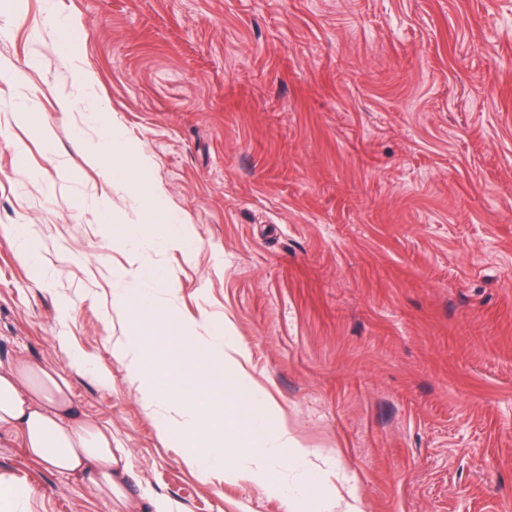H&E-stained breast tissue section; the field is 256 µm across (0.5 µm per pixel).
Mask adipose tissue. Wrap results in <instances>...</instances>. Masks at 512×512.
Segmentation results:
<instances>
[{
    "label": "adipose tissue",
    "mask_w": 512,
    "mask_h": 512,
    "mask_svg": "<svg viewBox=\"0 0 512 512\" xmlns=\"http://www.w3.org/2000/svg\"><path fill=\"white\" fill-rule=\"evenodd\" d=\"M112 183L137 196L139 221L120 226L116 237L130 248L149 240L191 252L193 240L161 200L158 186L147 184L141 153L124 147L112 133L90 154ZM19 443L25 453L55 471L80 478L104 495L119 493V461L111 427L98 424L74 404L68 379L58 370L35 366L19 355L0 363V437Z\"/></svg>",
    "instance_id": "obj_1"
}]
</instances>
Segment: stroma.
Listing matches in <instances>:
<instances>
[{
	"label": "stroma",
	"mask_w": 512,
	"mask_h": 512,
	"mask_svg": "<svg viewBox=\"0 0 512 512\" xmlns=\"http://www.w3.org/2000/svg\"><path fill=\"white\" fill-rule=\"evenodd\" d=\"M44 4L0 0V361L69 379L127 497L4 442L18 512H289L159 434L113 305L144 265L229 325L333 512H512V0H55L64 34ZM60 92L104 101L192 255L113 240L137 200Z\"/></svg>",
	"instance_id": "obj_1"
}]
</instances>
